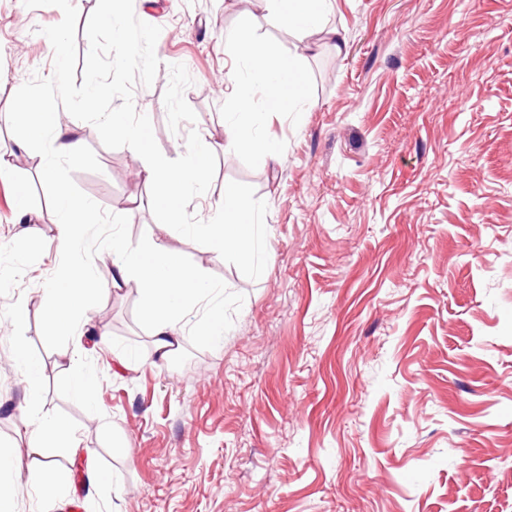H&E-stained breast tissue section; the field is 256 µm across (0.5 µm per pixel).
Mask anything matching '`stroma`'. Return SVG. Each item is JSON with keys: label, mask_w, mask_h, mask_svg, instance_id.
Listing matches in <instances>:
<instances>
[{"label": "stroma", "mask_w": 512, "mask_h": 512, "mask_svg": "<svg viewBox=\"0 0 512 512\" xmlns=\"http://www.w3.org/2000/svg\"><path fill=\"white\" fill-rule=\"evenodd\" d=\"M134 11L161 28L136 110L164 156L180 157L194 129L217 159L188 212L211 219L228 182L251 185L268 207L267 265L248 279L154 223L140 161L82 121L101 170L76 172V185L127 216L132 239L162 238L220 286L224 338L199 336L207 310L186 305L177 355L192 369L161 362L134 281L93 297L110 345L82 326L52 336L37 298L60 261L54 215L43 159L18 145L8 109L32 75H52L40 29L63 14L0 0V155L12 164L0 319L23 313L0 330V448L33 461L23 349L40 368V408L80 440L49 451L64 477L54 512H512V0H323L319 26L291 30L272 0ZM228 32L296 62L303 92L287 111H269L257 85L238 112L224 79L248 65L225 51ZM233 117L277 162L225 146ZM32 217L42 240L26 244ZM86 369L97 383L84 400L71 381Z\"/></svg>", "instance_id": "1"}]
</instances>
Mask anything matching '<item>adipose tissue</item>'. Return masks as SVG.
Listing matches in <instances>:
<instances>
[{
	"instance_id": "obj_1",
	"label": "adipose tissue",
	"mask_w": 512,
	"mask_h": 512,
	"mask_svg": "<svg viewBox=\"0 0 512 512\" xmlns=\"http://www.w3.org/2000/svg\"><path fill=\"white\" fill-rule=\"evenodd\" d=\"M237 57L252 64L250 80L233 82L232 88L239 106H246L251 81H259L267 90L270 111L278 112L299 84L296 65L285 58L272 57L265 46L250 38L231 42ZM23 117L34 132L48 139L53 153L74 160L83 152V139L58 112L45 111L38 101H30ZM58 249L72 250L80 240L82 229L95 216L93 205L76 200L67 190H59L55 207ZM137 280L142 288L146 306L153 318L152 338L159 359H168L179 345L178 314L181 307L201 299L208 285L197 270L188 267L157 238L144 240L125 261L119 264L101 263L93 267L70 265L60 281L46 290L44 306L52 333L68 335L79 324L89 323L86 298L100 284L121 287L128 280ZM29 448L41 456L40 465L30 471V480L41 492L55 496L60 476L44 450L50 446L73 448L75 437L68 425L55 416L32 410L28 421Z\"/></svg>"
}]
</instances>
